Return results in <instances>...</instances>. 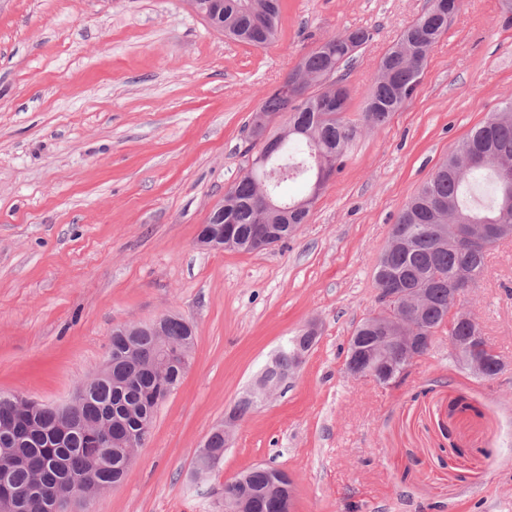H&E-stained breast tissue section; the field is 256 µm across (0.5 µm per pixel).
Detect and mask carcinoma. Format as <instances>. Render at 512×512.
<instances>
[{
    "mask_svg": "<svg viewBox=\"0 0 512 512\" xmlns=\"http://www.w3.org/2000/svg\"><path fill=\"white\" fill-rule=\"evenodd\" d=\"M459 9V0H430L429 7L409 24L386 50L379 62L385 78H374L362 126H385L413 96L427 65L432 47L448 29V17ZM224 24L217 32L255 47L272 43L278 35L281 0H224ZM369 40L363 29L338 33L324 39L288 74L300 85V96L287 97L276 88L253 114L249 150L255 151L252 168L224 194V229L248 239L255 224H277L278 241L288 242L309 210L281 214L260 207L258 182L264 173L283 170L272 180L271 191L281 201L284 182L303 179L313 185L317 162L329 174L340 170L357 126L345 119L349 90L346 70ZM289 113L286 127L272 139L279 145L265 157L267 127L271 119ZM512 160V99L490 115L459 142L434 170L431 177L399 213L391 236L406 243L378 262L374 272L377 301L381 309L398 314L403 307V289H422L428 304L415 315L424 335H448V345L461 350L482 331L448 318V289L459 287L462 269L478 282L487 273L486 258L493 241L482 238L479 229L494 224L512 225V176L504 174L501 162ZM164 336L141 330L134 336L127 329L112 330L103 375L82 382L79 405L63 417L52 405L36 403L26 411L14 399L0 393V486L16 495L0 500V512H47L51 499L68 494L57 466L104 489L120 483L126 474L121 459L124 449L106 448L93 431L115 421L130 437L144 440L145 428L153 423L152 410L159 395L158 384L148 368L161 339L180 354L168 368L167 382L175 390L187 371L190 355L182 354L195 344L192 324L173 318L161 325ZM413 363L401 353L383 366L388 375L399 376ZM209 466L224 456V433L216 430L208 442ZM272 468L257 466L224 487L230 500L247 499V512H277L269 493Z\"/></svg>",
    "mask_w": 512,
    "mask_h": 512,
    "instance_id": "1",
    "label": "carcinoma"
}]
</instances>
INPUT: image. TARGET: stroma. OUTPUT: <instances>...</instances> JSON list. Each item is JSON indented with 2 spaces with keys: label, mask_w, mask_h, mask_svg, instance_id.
I'll return each mask as SVG.
<instances>
[{
  "label": "stroma",
  "mask_w": 512,
  "mask_h": 512,
  "mask_svg": "<svg viewBox=\"0 0 512 512\" xmlns=\"http://www.w3.org/2000/svg\"><path fill=\"white\" fill-rule=\"evenodd\" d=\"M427 6L282 0L280 36L263 48L224 38L185 0L0 6V393L55 405L101 370L113 329L166 314L195 328L180 386L91 512H224L225 483L260 464L291 477L294 512H512V241L466 295L508 361L496 379L450 364L444 335L395 384L345 371L398 214L512 98L501 0H461L413 97L359 130L287 243L197 244L249 167L264 96L326 37L365 29L346 79L345 117L359 121L382 55ZM311 321L319 338L288 388L239 419L216 470L195 477L211 432ZM461 397L479 415L449 416ZM454 444L464 455L449 457Z\"/></svg>",
  "instance_id": "1"
}]
</instances>
